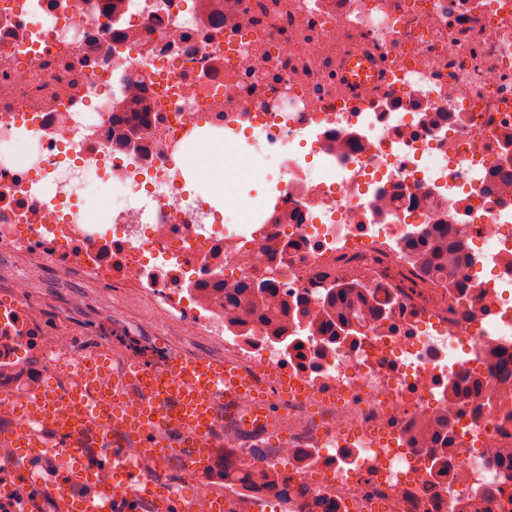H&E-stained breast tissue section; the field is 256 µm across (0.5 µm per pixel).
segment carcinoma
<instances>
[{
	"label": "carcinoma",
	"mask_w": 512,
	"mask_h": 512,
	"mask_svg": "<svg viewBox=\"0 0 512 512\" xmlns=\"http://www.w3.org/2000/svg\"><path fill=\"white\" fill-rule=\"evenodd\" d=\"M112 108L117 113L133 112L143 126H148L150 107L147 97L141 96L132 103L119 99L113 102ZM404 259L407 266L421 277L433 274L441 277L444 288L459 294L468 288V284L458 279L456 274L457 266L471 261L467 242L447 224H427L416 228V234L408 235ZM363 288L364 285L359 283H345L333 291H324V299L317 303L314 319L307 322V330H316L328 342L341 337L347 326L355 327L357 336L366 335L369 319L376 314L383 315L384 311L365 303ZM240 296L252 301L251 317L259 325L266 341L272 344L292 343L294 337L289 335V331L310 315L305 299L293 303L278 302L270 279L262 285L247 281L224 289V297L232 305ZM224 478L245 489L264 485L275 494L288 498L287 485L272 465L259 471L250 459L240 456L224 470Z\"/></svg>",
	"instance_id": "obj_1"
}]
</instances>
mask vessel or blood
I'll use <instances>...</instances> for the list:
<instances>
[{"instance_id":"b4317fda","label":"vessel or blood","mask_w":512,"mask_h":512,"mask_svg":"<svg viewBox=\"0 0 512 512\" xmlns=\"http://www.w3.org/2000/svg\"><path fill=\"white\" fill-rule=\"evenodd\" d=\"M252 398L249 418L270 417L288 397L287 384L266 389L232 360L176 350L160 363L137 362L112 371L108 358L90 352L74 380L63 388L40 390L22 401L0 397V414L18 412L25 430L7 433L12 448L0 459V497L11 481L23 480L19 460L68 448L64 467L33 483L26 512H116L119 505L151 503L154 512H194L190 491L146 479L163 471L175 455L189 470L205 468L221 451L216 434L225 410ZM111 465L112 488L97 486L100 465Z\"/></svg>"}]
</instances>
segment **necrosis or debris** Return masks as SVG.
I'll return each mask as SVG.
<instances>
[{
    "label": "necrosis or debris",
    "instance_id": "obj_1",
    "mask_svg": "<svg viewBox=\"0 0 512 512\" xmlns=\"http://www.w3.org/2000/svg\"><path fill=\"white\" fill-rule=\"evenodd\" d=\"M364 57L376 82H348ZM152 103L142 138H115L114 100ZM273 163L277 194L216 209L177 166L198 132ZM28 156L15 158L19 142ZM102 173L105 224L76 203ZM512 0H0V393L64 382L84 356L44 319L43 269L131 289L205 333L267 385L302 391L253 428L224 414V445L282 474L291 512H512ZM442 218L473 244L454 296L412 275L410 225ZM287 298L353 279L387 295L369 335L272 349L234 328L224 288L270 260ZM452 381L482 400L448 401ZM450 410L447 453L415 424Z\"/></svg>",
    "mask_w": 512,
    "mask_h": 512
}]
</instances>
